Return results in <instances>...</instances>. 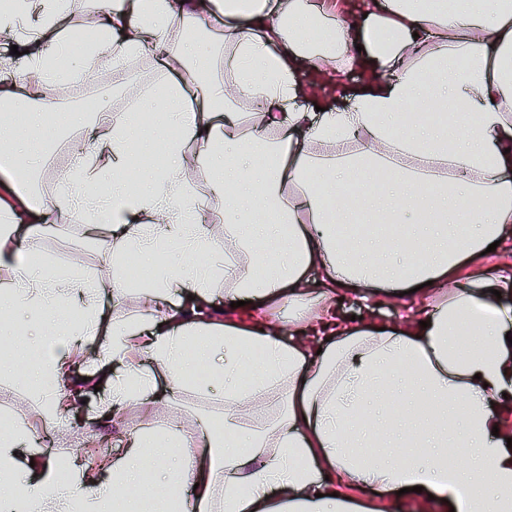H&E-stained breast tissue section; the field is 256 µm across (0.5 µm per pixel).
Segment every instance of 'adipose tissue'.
I'll return each instance as SVG.
<instances>
[{
  "label": "adipose tissue",
  "instance_id": "obj_1",
  "mask_svg": "<svg viewBox=\"0 0 512 512\" xmlns=\"http://www.w3.org/2000/svg\"><path fill=\"white\" fill-rule=\"evenodd\" d=\"M15 0L0 10V35L20 50L0 59V110L46 122L75 76L111 73L123 98L143 65L154 78L144 93L169 135L167 163L141 170L130 162L142 133L132 113L103 103L80 109L58 127L70 163L47 194L21 190L29 170L0 132V297L8 308L44 320L42 355L10 372L27 386L44 424L73 419L85 380L105 386L88 444L127 406L178 398L192 372L224 384V423L202 421L185 436L143 430L127 437L124 459L97 468L42 458L23 426L0 436V471L13 481L0 495L7 512H106L118 496L136 499L138 472L180 447L188 469L168 476L178 494L195 489L197 512H361L353 488L422 497L455 512H512V320L482 319V295L511 283L500 275L454 283L445 302L407 327L352 328L335 323L332 341L289 343L261 322L224 321L214 303L246 298L297 299L316 269L322 301L337 291L362 298L424 283L440 287L470 255L501 240L512 224V0H453L433 13L418 0H363L360 15L335 0ZM91 28L93 50L74 40ZM325 73L350 66L373 77L347 109L320 115L294 107L305 88L301 63ZM458 110L461 129L393 126L405 107ZM264 165H256L257 157ZM398 162L394 194L337 195V175L378 174ZM209 194H200L195 177ZM384 211L422 257L396 266L380 250L341 245L336 225ZM224 226L215 239L212 224ZM63 224L101 231L106 259L176 249L182 263L157 270L139 290L131 316L113 315L105 288L119 280L21 257L44 230ZM192 299L183 302V290ZM481 339L461 353L458 336ZM150 358L156 372L146 371ZM261 366L249 382L251 359ZM432 399L438 420L413 414L410 428L425 459L365 456V426L352 412L369 390ZM282 393L271 429L242 433L239 420L261 394ZM457 435L468 463L447 452Z\"/></svg>",
  "mask_w": 512,
  "mask_h": 512
}]
</instances>
